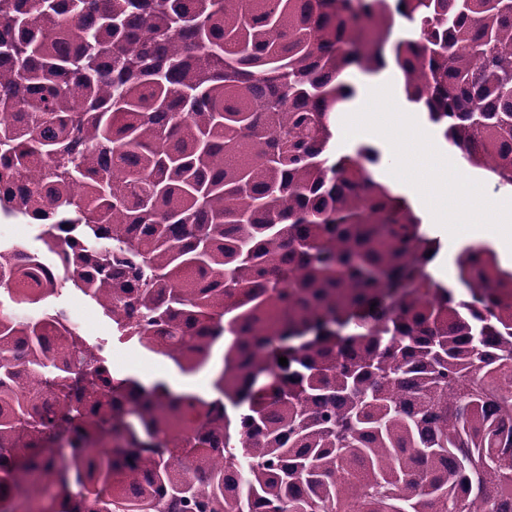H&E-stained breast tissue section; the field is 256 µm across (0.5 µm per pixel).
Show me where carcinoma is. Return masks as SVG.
Instances as JSON below:
<instances>
[{
    "mask_svg": "<svg viewBox=\"0 0 512 512\" xmlns=\"http://www.w3.org/2000/svg\"><path fill=\"white\" fill-rule=\"evenodd\" d=\"M395 14L407 100L512 187V0H0V211L62 270L0 247V289L212 373L0 309V512H512V271L436 282L380 152L329 155ZM66 287L59 295L31 307L17 305L3 290L0 292V307L13 312L20 318L38 317L43 310L64 307L72 314V322L77 325L84 336L91 342L106 344V356L114 374L119 377L134 376L145 384L155 380H163L176 391H187L208 395L210 387V371L204 369L192 376L181 374L165 357L142 351L133 342H118L112 336V321L107 318L100 307L92 303L78 291ZM143 367H151L152 374L147 379L142 372Z\"/></svg>",
    "mask_w": 512,
    "mask_h": 512,
    "instance_id": "cac0c4a2",
    "label": "carcinoma"
}]
</instances>
